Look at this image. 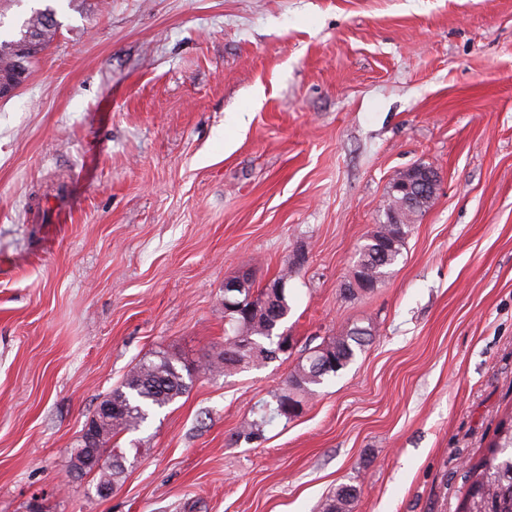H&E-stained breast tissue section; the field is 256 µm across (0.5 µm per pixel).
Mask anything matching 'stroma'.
Returning a JSON list of instances; mask_svg holds the SVG:
<instances>
[{"label":"stroma","instance_id":"stroma-1","mask_svg":"<svg viewBox=\"0 0 512 512\" xmlns=\"http://www.w3.org/2000/svg\"><path fill=\"white\" fill-rule=\"evenodd\" d=\"M0 99V512H460L512 411V0H71ZM439 189L392 277L348 297L389 179ZM288 281L298 348L374 337L291 421L231 443L292 369L200 375L68 461L143 357L224 347V283ZM360 495V488L353 485H341L322 505V512H353Z\"/></svg>","mask_w":512,"mask_h":512}]
</instances>
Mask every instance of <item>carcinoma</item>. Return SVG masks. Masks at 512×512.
<instances>
[{"mask_svg": "<svg viewBox=\"0 0 512 512\" xmlns=\"http://www.w3.org/2000/svg\"><path fill=\"white\" fill-rule=\"evenodd\" d=\"M54 0H43L30 9V15L13 31L0 37V83L15 78L17 49L23 37L36 35L47 46L61 27ZM416 217L407 223L379 224L368 232L355 251L353 268L362 267L368 279L380 286L394 273ZM264 304L273 309L247 319L241 312L224 311V350L209 359L200 369L203 374L224 373L260 366L267 361L288 359L292 352H281V326L291 307L288 291L262 293ZM372 338L371 327H355L332 336L320 344L302 350L296 364L274 392L275 405H265L260 417L244 421L233 434L234 442L260 437L264 427L286 413L304 405L328 380L341 375L364 350ZM193 373L179 358L158 352L140 360L121 385L109 395L112 416L99 420L101 439L94 442L99 452L112 465L94 474L96 484L117 485L124 468L118 463L112 436L120 431L139 429L150 414L162 409L190 389ZM471 483L461 508L462 512H512V414L498 425L494 442L469 468ZM360 488L341 485L322 505V512H353Z\"/></svg>", "mask_w": 512, "mask_h": 512, "instance_id": "obj_1", "label": "carcinoma"}]
</instances>
